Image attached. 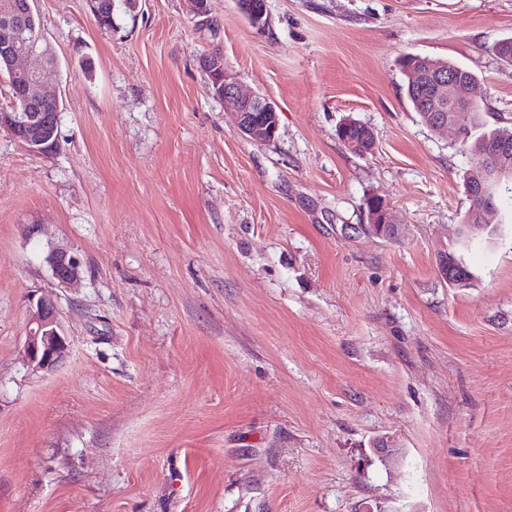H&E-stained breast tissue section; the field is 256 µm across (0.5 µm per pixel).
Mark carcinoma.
Masks as SVG:
<instances>
[{
	"mask_svg": "<svg viewBox=\"0 0 512 512\" xmlns=\"http://www.w3.org/2000/svg\"><path fill=\"white\" fill-rule=\"evenodd\" d=\"M112 3L113 0H90V9L95 22L106 29L113 26ZM406 95L422 121L427 125L430 124L434 112L427 90L408 82L406 83ZM445 113L448 114V120L456 119L461 124L463 135L461 146L482 157V166L478 171L469 174L466 187L469 188L472 184L485 180L497 168L512 169V152L505 155L489 153V150L499 141L509 140L512 142V127L489 128L474 136L471 134L472 128L479 125L477 104H472L466 112H456L454 105L449 104L445 107ZM342 132L343 135L339 136V140L351 153L361 156L370 152L368 144L373 142V138L364 124L350 120L344 125ZM509 200H512V180L503 182L497 188L491 203H485L479 199L471 200V206L465 214L462 224L464 243L467 244L471 239L476 240L485 234L490 235L495 232L498 224L502 223L503 204Z\"/></svg>",
	"mask_w": 512,
	"mask_h": 512,
	"instance_id": "obj_1",
	"label": "carcinoma"
}]
</instances>
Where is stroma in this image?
<instances>
[{
  "label": "stroma",
  "instance_id": "stroma-1",
  "mask_svg": "<svg viewBox=\"0 0 512 512\" xmlns=\"http://www.w3.org/2000/svg\"><path fill=\"white\" fill-rule=\"evenodd\" d=\"M208 5L202 25L188 0H114L108 30L33 0L62 112L42 154L0 131V512H512V222L462 246L482 159L400 66L456 62L486 127L512 122L490 51L512 0H267L261 29ZM215 50L276 105L273 141L211 94ZM371 195L399 239L367 229ZM34 294L69 341L48 370L23 358ZM346 121H348V123L344 125L342 131L338 132L337 129V136L343 145L351 153L361 156L370 152V148L365 143L367 142L368 145H371L373 142L372 151L375 146L374 133H372L373 139L364 124L355 120ZM341 132L344 133V136H342ZM52 275L57 282L70 288L80 282V260L64 249L53 250L47 257ZM449 255H457L455 250H446L439 256V273L441 277L445 279L453 278L455 282L450 285L453 287H459L464 284L466 281L464 279L468 278L471 274L469 271L460 263L458 259H448ZM472 279V274L469 278V282ZM469 282L464 285V287L469 286Z\"/></svg>",
  "mask_w": 512,
  "mask_h": 512
}]
</instances>
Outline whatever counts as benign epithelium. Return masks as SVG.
<instances>
[{"label": "benign epithelium", "instance_id": "obj_1", "mask_svg": "<svg viewBox=\"0 0 512 512\" xmlns=\"http://www.w3.org/2000/svg\"><path fill=\"white\" fill-rule=\"evenodd\" d=\"M238 8L249 22L263 28L267 25L265 0H237ZM0 27L12 30L16 42L5 51L12 59V72L23 77L33 78L29 94L22 100L23 111L0 112V129L8 130L11 135L24 147L33 153H43L52 146V139L58 128L61 104L59 98L44 91V83L49 73L47 67L30 69L21 62L31 57L24 47L29 25L20 22L13 0H0ZM420 86L429 91L434 103L451 101L458 111L464 112L474 103L468 97L453 95L459 88H468L454 76L446 74L442 65L428 58L423 59L422 71L416 74ZM221 100L232 105L236 114V131L254 141H271L275 138L279 118L276 105L260 94H246L242 91L236 79L229 73H224V91ZM33 102H51L56 111L50 116L39 112H31L28 106ZM369 223L377 227L378 235L395 239L400 234V225L391 218L390 208L382 204L376 216L369 217ZM52 275L57 282L67 288L80 282V260L64 249L52 251L47 257ZM439 273L442 277L454 279L451 286L464 284V279L470 276L469 271L457 259L448 258V252L439 256ZM30 317L24 342V355L28 364L35 368H52L61 362L67 354L69 343L64 335L58 319L55 302L49 297H40L30 302Z\"/></svg>", "mask_w": 512, "mask_h": 512}]
</instances>
